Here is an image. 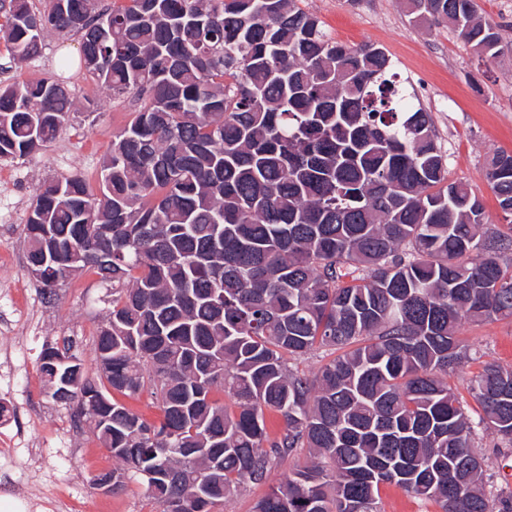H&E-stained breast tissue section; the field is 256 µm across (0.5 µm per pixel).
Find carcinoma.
<instances>
[{"mask_svg":"<svg viewBox=\"0 0 512 512\" xmlns=\"http://www.w3.org/2000/svg\"><path fill=\"white\" fill-rule=\"evenodd\" d=\"M481 54L497 26L474 0H402ZM0 37L26 60L45 31L82 38L80 64L136 102L103 161L44 183L25 225L28 268L56 288L89 269L124 284L97 335L103 382L68 346L39 371L75 403L160 512H214L296 449L308 462L253 512H381L395 484L442 512H512L486 490L477 426L440 375L461 367V322L512 317V236L448 181L430 113L391 59L332 40L296 0H0ZM72 108L52 78L0 87V158L51 143ZM512 213V154L486 163ZM327 348L306 375L293 367ZM71 390L96 395L80 400ZM150 384L161 419L112 390ZM224 392L229 402L215 397ZM479 423L512 446V369L469 384ZM281 416L274 438L266 413Z\"/></svg>","mask_w":512,"mask_h":512,"instance_id":"cac0c4a2","label":"carcinoma"}]
</instances>
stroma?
<instances>
[{
  "label": "stroma",
  "mask_w": 512,
  "mask_h": 512,
  "mask_svg": "<svg viewBox=\"0 0 512 512\" xmlns=\"http://www.w3.org/2000/svg\"><path fill=\"white\" fill-rule=\"evenodd\" d=\"M498 27L495 58L479 55L451 27L414 22L399 0H297L336 42L383 49L401 80L410 83L430 112L436 141L448 158V178L471 186L482 200L490 231L512 233L484 178L487 158L512 154V0H475ZM81 37L46 32L40 56L17 62L0 39V85L56 77L66 82L73 107L56 139L25 157L0 158V497L20 499L25 512H158L143 485L125 480L102 493L91 478L114 462L88 425H75L72 405L53 399L38 370L42 351L68 344L89 376H97L98 330L112 307L111 282L93 271L71 275L46 293L30 274L24 225L45 181L79 174L98 190L112 136L132 118L129 99L110 93L79 65ZM68 70H60L62 58ZM459 335L470 358L447 381L465 391L482 363L512 367V319L462 323ZM479 446L491 462L493 484L512 493V447L489 431ZM304 451L275 464L267 484L245 485L216 512H252L257 500L297 465Z\"/></svg>",
  "instance_id": "1"
}]
</instances>
